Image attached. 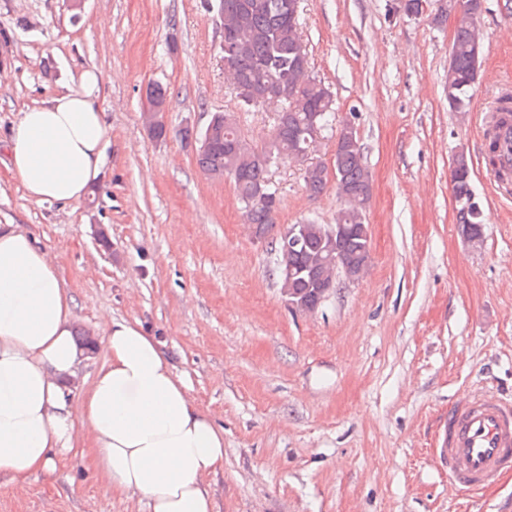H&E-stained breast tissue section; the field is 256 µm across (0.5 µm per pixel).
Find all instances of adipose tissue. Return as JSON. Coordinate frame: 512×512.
<instances>
[{"label":"adipose tissue","mask_w":512,"mask_h":512,"mask_svg":"<svg viewBox=\"0 0 512 512\" xmlns=\"http://www.w3.org/2000/svg\"><path fill=\"white\" fill-rule=\"evenodd\" d=\"M101 77L28 108L8 142L10 168L38 201L78 202L101 173L109 127ZM71 299L50 255L25 231L0 225V472H51L80 437L121 498L147 512H213L209 477L224 465V431L190 399L161 343L139 322L103 314L107 363L69 397L80 352Z\"/></svg>","instance_id":"adipose-tissue-1"}]
</instances>
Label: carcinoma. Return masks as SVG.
<instances>
[{
    "mask_svg": "<svg viewBox=\"0 0 512 512\" xmlns=\"http://www.w3.org/2000/svg\"><path fill=\"white\" fill-rule=\"evenodd\" d=\"M301 0H205L206 7L224 20V71L228 72L243 107H254L253 93L271 88L279 96L280 108L269 141L252 146L242 135L233 115L213 112L214 145L197 151V164L214 179L233 180L247 220L262 239L271 238L276 253V274L281 286L298 294L304 304L317 308L316 285L325 266L328 251H337L361 261L368 257L367 239L352 230L330 241L324 225L307 221L299 225L298 244L285 248L281 236L274 235L278 209V189L269 172L278 165L295 161L304 164L315 148V135L335 119L331 90L310 70L307 46L299 32ZM458 21L448 65V108L465 113L478 79L474 52V16L481 14L480 0H453ZM365 147L359 137H339L334 152L336 194L344 201L336 222L366 223L372 200L371 174L364 160ZM329 182L324 166L309 165L305 170L306 188L313 196L321 194ZM453 195L462 199L456 219L466 236L476 235L482 226L480 206L470 202L471 160L464 151L452 163ZM294 274L283 278V266Z\"/></svg>",
    "mask_w": 512,
    "mask_h": 512,
    "instance_id": "cac0c4a2",
    "label": "carcinoma"
}]
</instances>
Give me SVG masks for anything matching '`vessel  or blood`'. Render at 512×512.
<instances>
[{
  "mask_svg": "<svg viewBox=\"0 0 512 512\" xmlns=\"http://www.w3.org/2000/svg\"><path fill=\"white\" fill-rule=\"evenodd\" d=\"M437 453L464 495L496 483L512 470V403L490 392L474 394L449 415Z\"/></svg>",
  "mask_w": 512,
  "mask_h": 512,
  "instance_id": "1",
  "label": "vessel or blood"
}]
</instances>
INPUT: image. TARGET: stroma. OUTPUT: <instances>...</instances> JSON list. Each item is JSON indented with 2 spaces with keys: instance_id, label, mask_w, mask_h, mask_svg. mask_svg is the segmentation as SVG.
<instances>
[{
  "instance_id": "1",
  "label": "stroma",
  "mask_w": 512,
  "mask_h": 512,
  "mask_svg": "<svg viewBox=\"0 0 512 512\" xmlns=\"http://www.w3.org/2000/svg\"><path fill=\"white\" fill-rule=\"evenodd\" d=\"M442 2L425 0L416 17L395 13V0L301 2L310 70L336 102L312 158L332 167L337 131L352 123L374 191L367 273L296 313L232 180L205 175L180 136L232 112L259 148L274 121L241 108L202 0H0V225L55 259L75 340L95 344L67 386L80 393L108 357L103 311L139 320L224 430L215 512H512V473L463 496L433 453L452 407L482 390L512 398V199L498 195L481 150L512 77V9L487 0L481 76L459 114L448 108L454 23L434 20ZM88 67L101 74L111 127L100 180L79 202L36 201L10 170V131ZM155 82L170 90L161 139L142 119ZM461 151L483 209L476 248L456 222ZM304 176L293 162L271 171L278 224L335 223V186L313 198ZM83 451L76 443L51 473H0V512H139Z\"/></svg>"
}]
</instances>
